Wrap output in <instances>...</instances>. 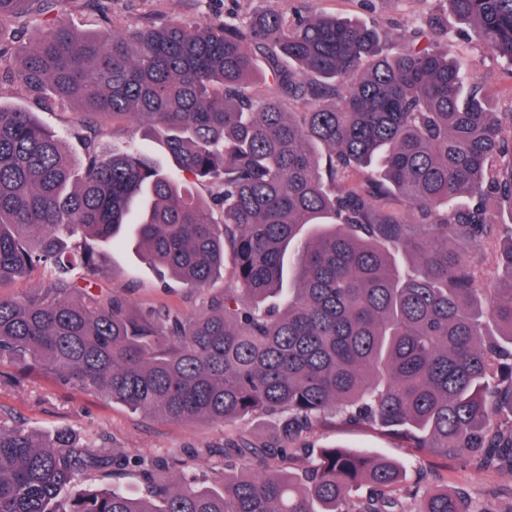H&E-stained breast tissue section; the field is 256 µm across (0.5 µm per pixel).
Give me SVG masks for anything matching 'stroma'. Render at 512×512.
<instances>
[{
	"label": "stroma",
	"instance_id": "35a3bbf8",
	"mask_svg": "<svg viewBox=\"0 0 512 512\" xmlns=\"http://www.w3.org/2000/svg\"><path fill=\"white\" fill-rule=\"evenodd\" d=\"M267 0H99L87 9L83 0H67L69 21L79 30L92 31L111 19L115 29L126 30L153 22L175 19L187 24L241 19ZM287 12H317L342 15L380 28H410L433 10L431 0H278ZM455 36L454 51L464 59V76L485 83L490 111L512 104V78L475 42L469 29L449 20ZM0 105L35 113L47 128L58 132L66 150L82 157L83 149L73 131L81 121L75 108L50 99L38 102L25 98L11 85H0ZM105 259L96 280L102 293L121 287L132 305L141 311L169 309L191 312L201 299L173 278H161L129 244L104 246ZM33 429L68 427L77 430L98 450L129 457L164 454L183 459L190 469L209 482L224 478V459L217 455L227 437L242 433L263 441L278 426L276 418L260 416L230 426L180 424L149 414L134 412L96 393L81 392L59 383L51 374L32 372L18 375L12 363L0 361V416ZM301 442L310 448H347L379 454L400 462L407 485L433 484L466 495L470 512H512V477L483 468L461 457H441L405 447L390 432L369 426L350 427L327 418L304 434Z\"/></svg>",
	"mask_w": 512,
	"mask_h": 512
}]
</instances>
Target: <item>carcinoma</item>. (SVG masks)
I'll list each match as a JSON object with an SVG mask.
<instances>
[{
    "mask_svg": "<svg viewBox=\"0 0 512 512\" xmlns=\"http://www.w3.org/2000/svg\"><path fill=\"white\" fill-rule=\"evenodd\" d=\"M65 0H0V24L43 18L0 84L71 99L86 152L0 105V358L176 423L277 415L278 435L224 441L217 486L175 457L96 450L73 429L0 419V512H464L446 488L340 448L292 471L327 417L512 476V111L465 92L437 13L412 32L289 14L80 33ZM512 65V0H437ZM262 55L269 93L249 81ZM144 142L101 147L108 121ZM165 146L158 167L146 142ZM208 188L210 199L195 188ZM132 231L143 259L203 296L185 316L91 294L99 244ZM497 248L494 271L482 257ZM233 257V281L209 286ZM132 469L142 491L94 485Z\"/></svg>",
    "mask_w": 512,
    "mask_h": 512,
    "instance_id": "1",
    "label": "carcinoma"
}]
</instances>
